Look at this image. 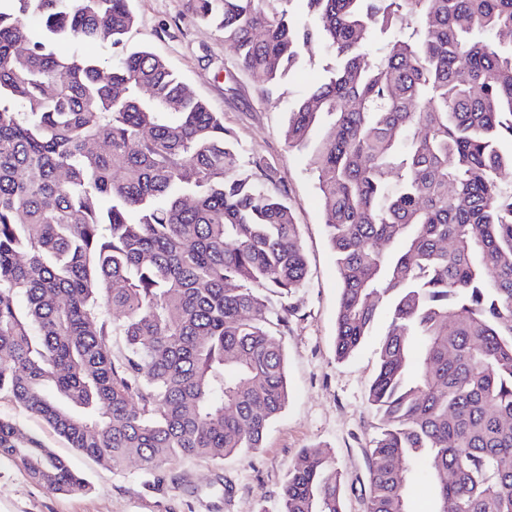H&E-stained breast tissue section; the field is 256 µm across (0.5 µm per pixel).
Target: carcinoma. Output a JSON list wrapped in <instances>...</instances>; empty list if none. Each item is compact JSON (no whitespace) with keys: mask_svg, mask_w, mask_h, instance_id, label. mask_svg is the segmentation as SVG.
<instances>
[{"mask_svg":"<svg viewBox=\"0 0 512 512\" xmlns=\"http://www.w3.org/2000/svg\"><path fill=\"white\" fill-rule=\"evenodd\" d=\"M132 2L0 0V396L107 468L223 460L261 448L288 403L272 297L307 261L264 163L244 168L162 57L83 51L124 44ZM188 2L267 97L312 45L334 58L284 138L323 127L336 357L389 318L366 512H411L420 479L428 512H512V0ZM0 456L50 492L84 488L1 418ZM347 483L305 450L279 512H344Z\"/></svg>","mask_w":512,"mask_h":512,"instance_id":"obj_1","label":"carcinoma"}]
</instances>
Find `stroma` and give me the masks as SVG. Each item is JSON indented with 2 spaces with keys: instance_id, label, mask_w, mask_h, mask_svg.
I'll return each instance as SVG.
<instances>
[{
  "instance_id": "35a3bbf8",
  "label": "stroma",
  "mask_w": 512,
  "mask_h": 512,
  "mask_svg": "<svg viewBox=\"0 0 512 512\" xmlns=\"http://www.w3.org/2000/svg\"><path fill=\"white\" fill-rule=\"evenodd\" d=\"M129 47L163 57L187 90L220 112L235 135L244 165L263 161L261 182L286 200L299 226L308 264L304 285L274 306L295 308L279 333L285 348L289 400L271 423L262 448L215 463L174 458L150 468L138 460L104 468L75 454L38 417L0 397V418L16 422L47 447L70 458L86 490L57 494L35 484L20 462L0 456V512H278L283 483L303 450L330 449L348 474L345 512H364L368 451L380 421L367 403L377 364L367 341L348 360H337L333 339L339 280L307 152L288 149L283 127L297 98L321 81L334 60L312 52L291 71L279 99L267 101L237 65L224 36L196 20L187 0H134Z\"/></svg>"
}]
</instances>
